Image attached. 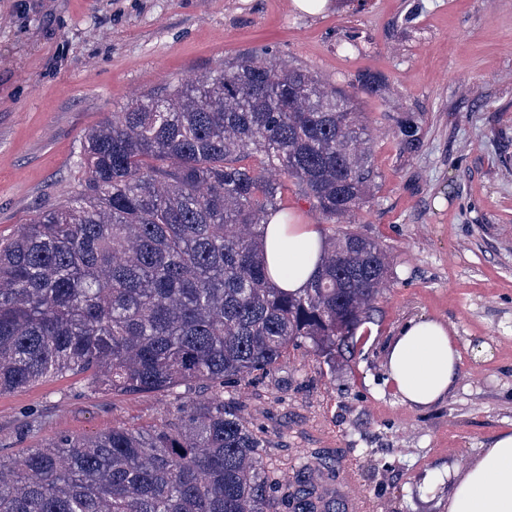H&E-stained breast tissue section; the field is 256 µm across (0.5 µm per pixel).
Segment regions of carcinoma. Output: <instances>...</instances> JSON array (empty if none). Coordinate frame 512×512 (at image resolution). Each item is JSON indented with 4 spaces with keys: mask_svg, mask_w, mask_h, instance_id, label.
I'll return each mask as SVG.
<instances>
[{
    "mask_svg": "<svg viewBox=\"0 0 512 512\" xmlns=\"http://www.w3.org/2000/svg\"><path fill=\"white\" fill-rule=\"evenodd\" d=\"M362 113L302 68L252 53L112 112L82 143L80 190L0 240V395L83 375L86 389L165 391L173 419L62 437L0 457V512H340L263 458L267 442L224 389L309 346L330 372L354 357L389 272L352 229L324 237L318 273L278 288L264 224L283 178L349 217L374 169ZM401 146L418 121L396 118ZM215 394L191 398L194 387Z\"/></svg>",
    "mask_w": 512,
    "mask_h": 512,
    "instance_id": "1",
    "label": "carcinoma"
}]
</instances>
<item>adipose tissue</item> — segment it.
<instances>
[{
    "label": "adipose tissue",
    "mask_w": 512,
    "mask_h": 512,
    "mask_svg": "<svg viewBox=\"0 0 512 512\" xmlns=\"http://www.w3.org/2000/svg\"><path fill=\"white\" fill-rule=\"evenodd\" d=\"M322 239L314 224L268 219L264 252L273 282L299 291L318 269ZM389 380L403 403L426 407L448 397L460 375V354L448 328L433 318L403 325L385 351ZM448 512H512V430L494 438L449 473Z\"/></svg>",
    "instance_id": "1"
}]
</instances>
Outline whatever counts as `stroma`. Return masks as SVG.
I'll return each instance as SVG.
<instances>
[{
	"instance_id": "stroma-1",
	"label": "stroma",
	"mask_w": 512,
	"mask_h": 512,
	"mask_svg": "<svg viewBox=\"0 0 512 512\" xmlns=\"http://www.w3.org/2000/svg\"><path fill=\"white\" fill-rule=\"evenodd\" d=\"M333 2L312 17L291 0H0V236L78 190L84 136L136 96L254 51L340 89L365 116L375 168L348 226L386 248L392 274L350 366L329 371L303 347L224 396L246 404L285 478L316 466L317 448L341 503L447 512L449 470L512 429V0ZM403 114L420 126L411 150L395 136ZM419 316L447 323L461 355L456 387L425 409L401 401L385 365ZM176 404L51 376L0 395V455L149 429Z\"/></svg>"
}]
</instances>
